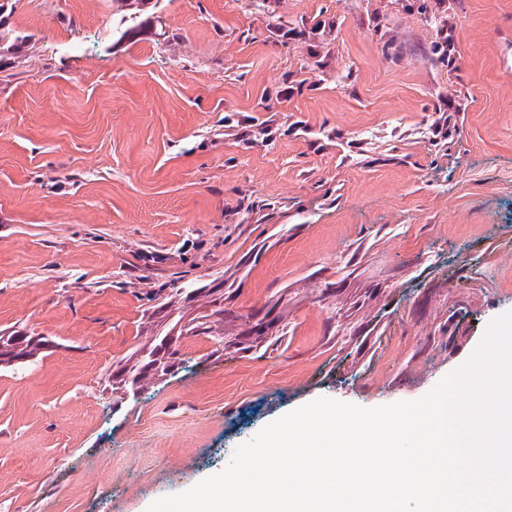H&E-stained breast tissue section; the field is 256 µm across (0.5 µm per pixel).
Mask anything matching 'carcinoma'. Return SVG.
Here are the masks:
<instances>
[{
    "label": "carcinoma",
    "instance_id": "1",
    "mask_svg": "<svg viewBox=\"0 0 512 512\" xmlns=\"http://www.w3.org/2000/svg\"><path fill=\"white\" fill-rule=\"evenodd\" d=\"M152 0H112V20L119 24L134 21L147 13ZM406 8L417 12L420 20L436 30V40L426 54L428 63L435 68L455 69L457 46L454 29L448 22V10L451 0H413ZM29 36L20 33H0V51L10 54L21 51L28 43ZM174 295H161L157 291L152 299L158 301V309L177 313L171 328L177 330V337L169 333H156L138 345L127 356L117 362L112 371V391L134 393L144 386L146 381L169 375L181 364L178 338L204 335L215 344L214 352L233 350L234 352H257L264 346L276 344L284 335L283 315L276 312L283 304L279 297L266 312L251 313L244 317L224 305V296L212 297L199 310L186 314L174 308ZM242 320V329L234 334L228 326ZM0 343L14 349L8 366H21L31 362L41 354V346L29 336L17 333L0 332Z\"/></svg>",
    "mask_w": 512,
    "mask_h": 512
}]
</instances>
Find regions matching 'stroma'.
<instances>
[{"mask_svg":"<svg viewBox=\"0 0 512 512\" xmlns=\"http://www.w3.org/2000/svg\"><path fill=\"white\" fill-rule=\"evenodd\" d=\"M251 2L158 0L121 39L109 0H12L0 330L51 345L0 369V512H147L317 398L423 397L512 311V0H456L452 73L399 0ZM169 284L189 312L286 296V338L185 336L180 369L113 391Z\"/></svg>","mask_w":512,"mask_h":512,"instance_id":"stroma-1","label":"stroma"}]
</instances>
